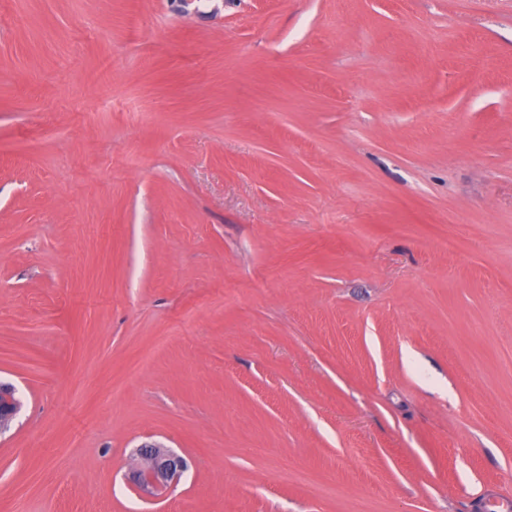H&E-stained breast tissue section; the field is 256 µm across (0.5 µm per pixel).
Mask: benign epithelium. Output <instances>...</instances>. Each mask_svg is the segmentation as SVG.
<instances>
[{"label": "benign epithelium", "instance_id": "7a95c632", "mask_svg": "<svg viewBox=\"0 0 512 512\" xmlns=\"http://www.w3.org/2000/svg\"><path fill=\"white\" fill-rule=\"evenodd\" d=\"M16 388L0 382V432L21 408L15 397ZM137 462L129 480L140 497L146 500L159 499L168 494L179 482L187 465L182 456L160 442H146L136 449Z\"/></svg>", "mask_w": 512, "mask_h": 512}]
</instances>
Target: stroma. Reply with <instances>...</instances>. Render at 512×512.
<instances>
[{
    "instance_id": "stroma-1",
    "label": "stroma",
    "mask_w": 512,
    "mask_h": 512,
    "mask_svg": "<svg viewBox=\"0 0 512 512\" xmlns=\"http://www.w3.org/2000/svg\"><path fill=\"white\" fill-rule=\"evenodd\" d=\"M1 380L0 512L512 499V0H0ZM16 388L9 383L0 382V432L7 430L10 422L21 408L15 397ZM136 465L129 480L140 497L159 499L179 482L187 465L182 456L160 442H146L136 449Z\"/></svg>"
}]
</instances>
